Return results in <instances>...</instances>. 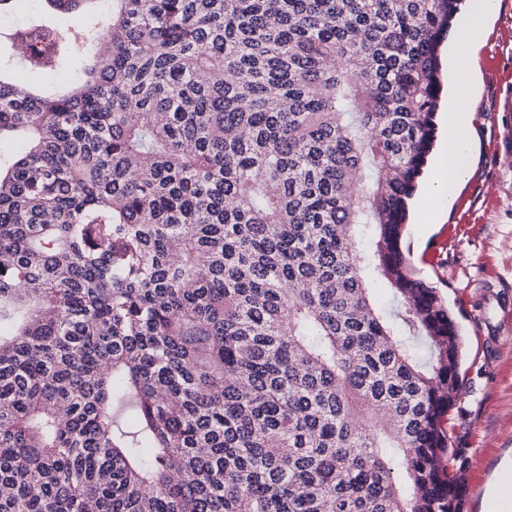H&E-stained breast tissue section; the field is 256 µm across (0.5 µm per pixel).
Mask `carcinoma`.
Returning a JSON list of instances; mask_svg holds the SVG:
<instances>
[{
	"mask_svg": "<svg viewBox=\"0 0 512 512\" xmlns=\"http://www.w3.org/2000/svg\"><path fill=\"white\" fill-rule=\"evenodd\" d=\"M101 2L0 30V512H465L402 247L464 0Z\"/></svg>",
	"mask_w": 512,
	"mask_h": 512,
	"instance_id": "obj_1",
	"label": "carcinoma"
}]
</instances>
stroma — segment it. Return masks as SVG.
I'll use <instances>...</instances> for the list:
<instances>
[{
  "label": "stroma",
  "mask_w": 512,
  "mask_h": 512,
  "mask_svg": "<svg viewBox=\"0 0 512 512\" xmlns=\"http://www.w3.org/2000/svg\"><path fill=\"white\" fill-rule=\"evenodd\" d=\"M474 68L470 177L452 208L427 200L441 218L408 224L405 245L465 338L453 440L468 459V512H486L512 456V0H497Z\"/></svg>",
  "instance_id": "35a3bbf8"
}]
</instances>
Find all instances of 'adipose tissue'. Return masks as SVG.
<instances>
[{
    "mask_svg": "<svg viewBox=\"0 0 512 512\" xmlns=\"http://www.w3.org/2000/svg\"><path fill=\"white\" fill-rule=\"evenodd\" d=\"M469 7L480 18L479 24L473 25L464 39L454 42L448 51V68L455 80L472 84L471 72L459 71L460 58L475 57L476 51L484 39L483 23L496 11L494 0H471ZM473 112L466 95L449 96L447 111L440 118V133L447 154L445 171H429L425 183L427 192L440 195L446 201H455L457 192L466 181L471 168L474 143L472 127Z\"/></svg>",
    "mask_w": 512,
    "mask_h": 512,
    "instance_id": "ef3b65f1",
    "label": "adipose tissue"
}]
</instances>
